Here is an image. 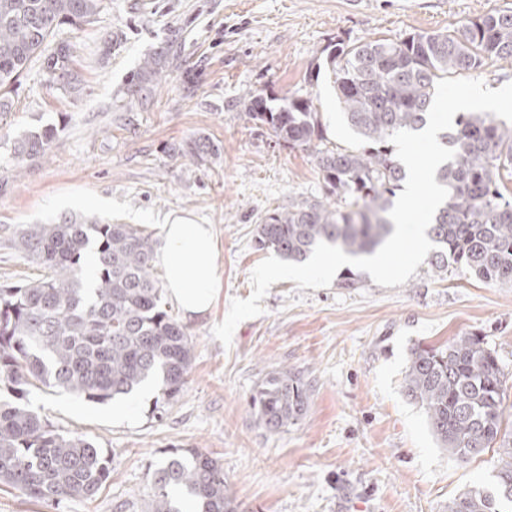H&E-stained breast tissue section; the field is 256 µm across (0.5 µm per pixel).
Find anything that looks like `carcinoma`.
<instances>
[{
    "mask_svg": "<svg viewBox=\"0 0 512 512\" xmlns=\"http://www.w3.org/2000/svg\"><path fill=\"white\" fill-rule=\"evenodd\" d=\"M104 0H0V112L33 61L45 82L78 94L74 46L68 28L96 20ZM512 61V10H492L447 33H413L400 41H340L329 59L343 119L359 148L316 150L326 199L313 198L268 213L255 242L302 263L320 242L349 255H372L393 233L389 219L406 180L389 136L419 131L439 80L476 70L487 59ZM165 56L147 55L130 74L126 94L150 92L163 78ZM252 95L250 119L268 126L290 147L308 149L324 138L312 99ZM54 124L26 130L12 159L45 155L58 136ZM441 144L455 150L435 175L449 196L427 234L436 244L435 270L450 265L488 284H512V198L501 189L512 168V125L489 113L462 112ZM208 139L188 144L183 157L200 162L216 154ZM339 199L338 205L328 201ZM12 244L39 266L38 277L0 285V483L31 498L59 502L93 498L110 477L107 460L84 436L60 433L19 403L33 389L62 388L104 402L152 384L166 401L183 390L192 339L162 308L150 236L131 224L64 215L46 224H22ZM507 376L494 351L476 334L444 348L411 349L404 391L420 404L440 447L460 461L497 447L500 464L489 486L467 487L446 512H508L512 506V431L503 428ZM311 386L291 371L270 374L250 404L259 424L278 432L307 413ZM149 512H236L223 464L188 448L157 468Z\"/></svg>",
    "mask_w": 512,
    "mask_h": 512,
    "instance_id": "obj_1",
    "label": "carcinoma"
}]
</instances>
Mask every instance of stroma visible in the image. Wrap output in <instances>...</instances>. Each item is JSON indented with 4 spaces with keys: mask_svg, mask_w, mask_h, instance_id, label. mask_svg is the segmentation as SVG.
Wrapping results in <instances>:
<instances>
[{
    "mask_svg": "<svg viewBox=\"0 0 512 512\" xmlns=\"http://www.w3.org/2000/svg\"><path fill=\"white\" fill-rule=\"evenodd\" d=\"M512 0H105L95 23L69 31L84 80L80 95L48 86L39 64L22 74L12 111L0 112V283L36 277L11 247L16 225L76 213L143 233L176 218L213 225L223 288L210 314H169L193 340L183 391L172 404L140 394L132 420L112 402L30 391L25 405L60 432L96 442L110 477L91 499L57 504L0 485V512H148L152 474L197 448L218 459L237 512H445L466 486L486 485L496 451L460 462L440 448L424 408L403 394L411 349L476 333L508 376L512 421V285L464 270L418 266L382 287L356 271L320 289L271 285L262 315L241 322L231 346L213 338L232 298H248L267 212L324 194L313 150L289 148L249 120L250 95L310 97L322 147L350 149L340 124L326 46L336 39L398 41L445 32ZM165 48L162 83L143 100L121 89L145 55ZM64 123L46 155L14 164L24 130ZM198 137L218 147L196 163L173 147ZM300 374L313 392L304 418L277 432L259 425L250 398L272 372Z\"/></svg>",
    "mask_w": 512,
    "mask_h": 512,
    "instance_id": "obj_1",
    "label": "stroma"
}]
</instances>
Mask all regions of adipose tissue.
Returning <instances> with one entry per match:
<instances>
[{"instance_id":"1","label":"adipose tissue","mask_w":512,"mask_h":512,"mask_svg":"<svg viewBox=\"0 0 512 512\" xmlns=\"http://www.w3.org/2000/svg\"><path fill=\"white\" fill-rule=\"evenodd\" d=\"M156 254L166 276V290L184 317L208 314L222 288L213 228L180 219L157 227Z\"/></svg>"}]
</instances>
